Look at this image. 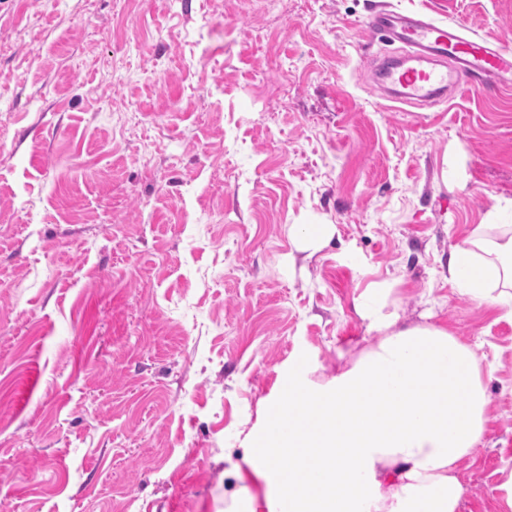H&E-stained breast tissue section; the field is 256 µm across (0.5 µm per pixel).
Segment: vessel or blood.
<instances>
[{"label":"vessel or blood","mask_w":512,"mask_h":512,"mask_svg":"<svg viewBox=\"0 0 512 512\" xmlns=\"http://www.w3.org/2000/svg\"><path fill=\"white\" fill-rule=\"evenodd\" d=\"M364 28L391 44L377 65L374 88H397V103L434 106L448 89L475 88L478 80L512 73V51L459 26L436 22L417 13L381 10L368 15Z\"/></svg>","instance_id":"b4317fda"}]
</instances>
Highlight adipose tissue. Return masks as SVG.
<instances>
[{
	"label": "adipose tissue",
	"mask_w": 512,
	"mask_h": 512,
	"mask_svg": "<svg viewBox=\"0 0 512 512\" xmlns=\"http://www.w3.org/2000/svg\"><path fill=\"white\" fill-rule=\"evenodd\" d=\"M503 210L507 220L475 225L452 249L448 280L512 312V200ZM356 309L379 341L330 378L287 373V412L262 400L238 433L247 453L225 473L235 488L224 512H458V465L490 405L481 358L446 326H399L377 291Z\"/></svg>",
	"instance_id": "adipose-tissue-1"
}]
</instances>
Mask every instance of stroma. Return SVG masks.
I'll list each match as a JSON object with an SVG mask.
<instances>
[{"mask_svg":"<svg viewBox=\"0 0 512 512\" xmlns=\"http://www.w3.org/2000/svg\"><path fill=\"white\" fill-rule=\"evenodd\" d=\"M384 6L512 50V0H0V512H224L259 401L377 343L371 287L483 356L458 512H512V314L447 273L512 199V88L382 99Z\"/></svg>","mask_w":512,"mask_h":512,"instance_id":"obj_1","label":"stroma"}]
</instances>
